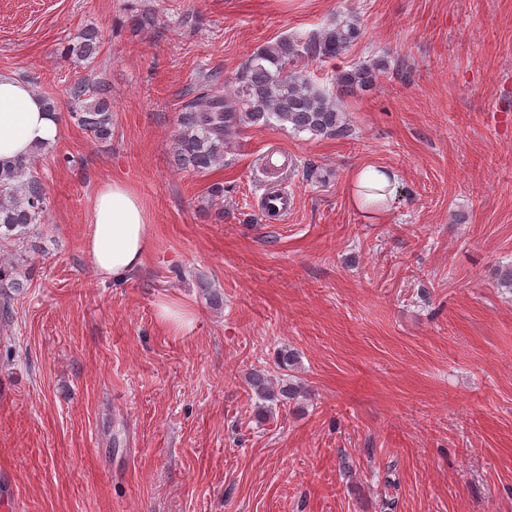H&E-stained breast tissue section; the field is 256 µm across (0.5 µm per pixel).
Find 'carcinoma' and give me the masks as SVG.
I'll return each instance as SVG.
<instances>
[{
  "label": "carcinoma",
  "mask_w": 512,
  "mask_h": 512,
  "mask_svg": "<svg viewBox=\"0 0 512 512\" xmlns=\"http://www.w3.org/2000/svg\"><path fill=\"white\" fill-rule=\"evenodd\" d=\"M354 19L340 20L301 43L279 39L258 47L235 77L230 95L218 88V76L208 75L203 91L190 98L179 113L178 132L173 140L176 165L186 171L203 173L224 164V141L248 127L288 124L296 132L314 137L339 135L345 131L344 113L337 97L295 70L303 56L336 58L360 38ZM100 50L96 29L88 27L69 43L64 56L88 63ZM384 59L339 70L335 84L343 91L372 87L387 70ZM68 115L95 139H112V97L104 85L78 78L66 91ZM0 164V242L22 247L31 229L48 223L49 208L42 183L33 175L35 156ZM14 265H0V288L23 291L27 283L18 279ZM247 384L264 402L262 411L300 397L302 387L291 381L277 385L268 372L253 369Z\"/></svg>",
  "instance_id": "cac0c4a2"
}]
</instances>
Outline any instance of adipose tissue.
I'll return each instance as SVG.
<instances>
[{"instance_id": "ef3b65f1", "label": "adipose tissue", "mask_w": 512, "mask_h": 512, "mask_svg": "<svg viewBox=\"0 0 512 512\" xmlns=\"http://www.w3.org/2000/svg\"><path fill=\"white\" fill-rule=\"evenodd\" d=\"M58 125L43 98L25 81L0 73V161L28 156L39 144L55 142ZM396 175L382 167L357 170L351 185L352 201L359 206L374 201L375 191L394 197ZM149 247L146 214L139 199L120 183L104 184L92 208L86 253L94 269L120 281L139 270Z\"/></svg>"}]
</instances>
